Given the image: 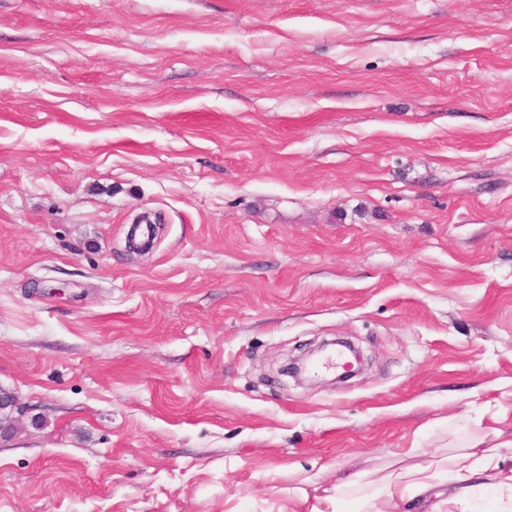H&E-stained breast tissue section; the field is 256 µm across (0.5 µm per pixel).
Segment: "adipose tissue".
Returning <instances> with one entry per match:
<instances>
[{"mask_svg": "<svg viewBox=\"0 0 512 512\" xmlns=\"http://www.w3.org/2000/svg\"><path fill=\"white\" fill-rule=\"evenodd\" d=\"M501 461V445H486L481 436L472 438L454 454L424 466H405L383 477L378 498L366 503L367 512H397L400 503L406 500L414 502L423 512H447L451 507L456 512H470L475 489L484 478L492 476L500 480L497 512H512V476H501ZM445 469L458 473L461 484L450 499L431 500L429 493L435 486L437 475Z\"/></svg>", "mask_w": 512, "mask_h": 512, "instance_id": "adipose-tissue-1", "label": "adipose tissue"}]
</instances>
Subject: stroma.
<instances>
[{"instance_id": "1", "label": "stroma", "mask_w": 512, "mask_h": 512, "mask_svg": "<svg viewBox=\"0 0 512 512\" xmlns=\"http://www.w3.org/2000/svg\"><path fill=\"white\" fill-rule=\"evenodd\" d=\"M0 390V512L354 508L512 438V0H0ZM330 345H336L344 349H347L353 354L355 360L358 363V367L356 369L351 368L350 370H345L343 371V373L338 375L336 377V382L345 381L347 379L353 378L362 371L364 359L361 351L357 347H355V345L351 341L344 338H336V340L333 341L322 342L317 348L307 351L304 355L300 357L289 360V362L285 366H283L281 372L283 373V375L293 378L295 382H297L298 384H303L307 379L304 375L307 372V365L312 356L315 355V353L317 352L323 351L326 347ZM300 483L316 486L314 488L315 491L321 488L322 494L315 495L312 501H310V497L305 489H295L300 493V503L307 506L306 512H340L342 511L340 504L343 492L355 486L358 480L356 474L341 471V473L336 476V482L328 487H323L313 476L304 477Z\"/></svg>"}]
</instances>
